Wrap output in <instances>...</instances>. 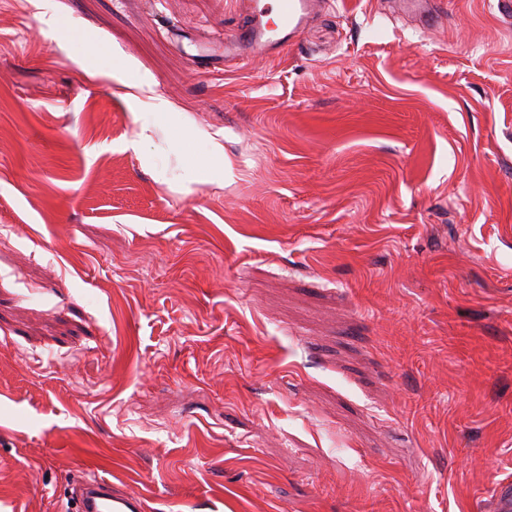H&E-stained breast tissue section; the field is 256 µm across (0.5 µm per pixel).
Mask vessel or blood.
<instances>
[{
    "mask_svg": "<svg viewBox=\"0 0 512 512\" xmlns=\"http://www.w3.org/2000/svg\"><path fill=\"white\" fill-rule=\"evenodd\" d=\"M242 23L224 40V52L215 64L278 54L295 44L317 14L321 0H238ZM76 512H139L135 495H117L110 480L86 479L73 490Z\"/></svg>",
    "mask_w": 512,
    "mask_h": 512,
    "instance_id": "vessel-or-blood-1",
    "label": "vessel or blood"
}]
</instances>
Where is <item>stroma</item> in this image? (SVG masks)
<instances>
[{"instance_id":"obj_1","label":"stroma","mask_w":512,"mask_h":512,"mask_svg":"<svg viewBox=\"0 0 512 512\" xmlns=\"http://www.w3.org/2000/svg\"><path fill=\"white\" fill-rule=\"evenodd\" d=\"M0 0V512H489L512 477V17ZM114 77H95L98 69ZM151 83L205 142L157 133ZM242 24L224 39V53L210 61L215 69L228 60L280 54L295 44L319 11L321 0H239ZM284 34L282 37L278 35ZM211 152L202 162H190V167L197 172L199 178L216 177L224 180V176L231 174V162L224 157L221 144L212 142ZM76 512H138L136 496L112 493V482L97 477L84 479L73 490Z\"/></svg>"}]
</instances>
